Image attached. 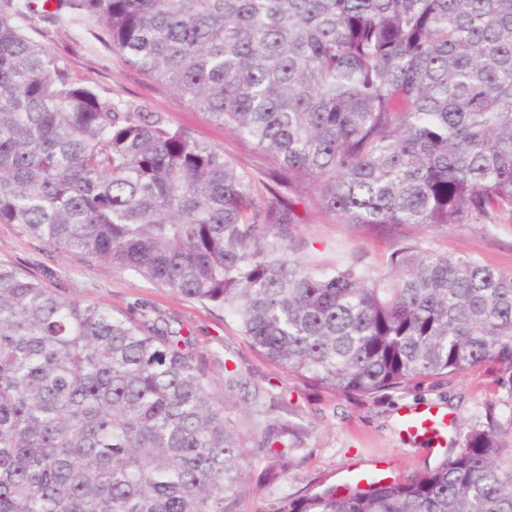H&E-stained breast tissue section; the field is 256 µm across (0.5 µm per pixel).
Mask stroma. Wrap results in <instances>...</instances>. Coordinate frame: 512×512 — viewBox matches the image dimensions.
I'll return each instance as SVG.
<instances>
[{
    "label": "stroma",
    "mask_w": 512,
    "mask_h": 512,
    "mask_svg": "<svg viewBox=\"0 0 512 512\" xmlns=\"http://www.w3.org/2000/svg\"><path fill=\"white\" fill-rule=\"evenodd\" d=\"M31 34L62 57L70 76L108 97L134 101L147 112H163L199 140L209 143L256 175L273 163L262 152L214 123L201 109L152 82L104 42L98 23L69 10L53 17L34 16ZM296 254L323 265L353 261L374 267L386 263L397 248L414 246L451 256L470 257L512 274V224H460L431 228L412 225L398 234L372 232L298 204ZM0 264H9L43 279L65 295L128 314L154 306L172 328L192 336L194 351L205 363L216 392L250 438L275 419L304 428L303 460L274 484L263 478L265 462L255 458L249 477L233 495V512H272L277 497L314 488L343 486L349 472L367 469L388 480L402 479L436 465L446 451L424 453L407 445L400 434L402 415L430 403L447 413L448 440L457 442L459 426L494 420L512 427V398L486 370L429 378L371 396H343L277 369L240 335L223 310L173 296L153 283L110 271L77 254H60L24 234L17 225L0 224Z\"/></svg>",
    "instance_id": "stroma-1"
}]
</instances>
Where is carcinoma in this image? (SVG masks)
<instances>
[{
    "instance_id": "carcinoma-1",
    "label": "carcinoma",
    "mask_w": 512,
    "mask_h": 512,
    "mask_svg": "<svg viewBox=\"0 0 512 512\" xmlns=\"http://www.w3.org/2000/svg\"><path fill=\"white\" fill-rule=\"evenodd\" d=\"M112 52L269 156L266 194L162 112L75 82L0 0V224L215 307L274 365L344 396L494 369L512 395V274L402 247L294 256L304 200L366 229L512 223V0H58ZM305 431L274 420L275 481ZM249 438L191 337L0 265V512H228ZM274 512H512V435Z\"/></svg>"
}]
</instances>
